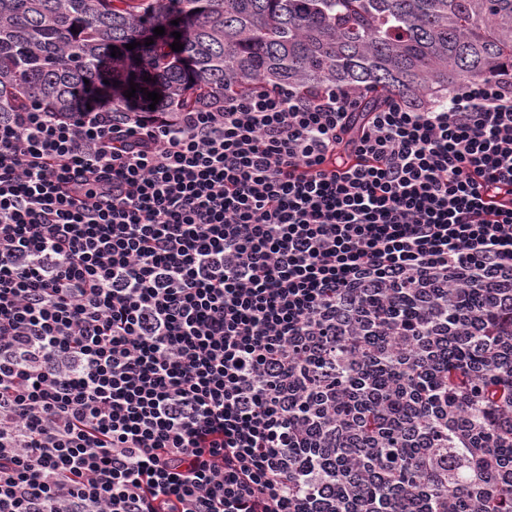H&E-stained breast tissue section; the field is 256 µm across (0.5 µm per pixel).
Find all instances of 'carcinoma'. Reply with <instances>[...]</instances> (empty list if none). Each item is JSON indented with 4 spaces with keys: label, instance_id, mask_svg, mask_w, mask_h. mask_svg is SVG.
Returning <instances> with one entry per match:
<instances>
[{
    "label": "carcinoma",
    "instance_id": "carcinoma-1",
    "mask_svg": "<svg viewBox=\"0 0 512 512\" xmlns=\"http://www.w3.org/2000/svg\"><path fill=\"white\" fill-rule=\"evenodd\" d=\"M176 2L0 0V113L73 112L84 92L122 114L148 101L125 97L132 81L162 96L155 111L169 120L257 81L308 95L360 88L372 112L512 68V0Z\"/></svg>",
    "mask_w": 512,
    "mask_h": 512
}]
</instances>
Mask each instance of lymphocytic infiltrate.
Returning <instances> with one entry per match:
<instances>
[{
    "label": "lymphocytic infiltrate",
    "instance_id": "obj_1",
    "mask_svg": "<svg viewBox=\"0 0 512 512\" xmlns=\"http://www.w3.org/2000/svg\"><path fill=\"white\" fill-rule=\"evenodd\" d=\"M362 96L0 114V512H418L460 453L440 512L512 496V397L415 386L477 340L463 395L512 386V69Z\"/></svg>",
    "mask_w": 512,
    "mask_h": 512
}]
</instances>
